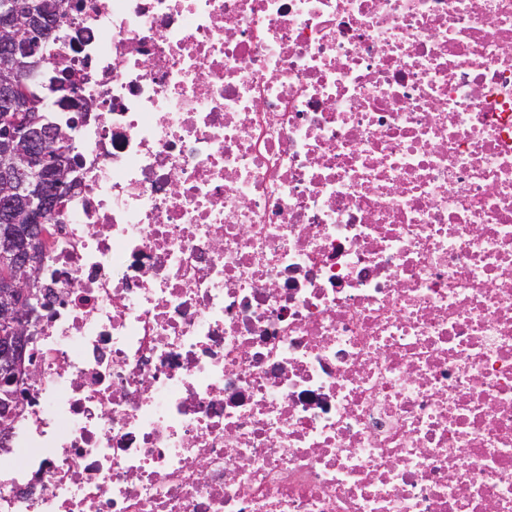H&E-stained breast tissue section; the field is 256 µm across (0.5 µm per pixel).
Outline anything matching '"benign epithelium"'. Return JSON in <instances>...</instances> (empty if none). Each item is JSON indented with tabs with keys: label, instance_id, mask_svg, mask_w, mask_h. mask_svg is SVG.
<instances>
[{
	"label": "benign epithelium",
	"instance_id": "1",
	"mask_svg": "<svg viewBox=\"0 0 512 512\" xmlns=\"http://www.w3.org/2000/svg\"><path fill=\"white\" fill-rule=\"evenodd\" d=\"M78 8L74 0H0V431L9 432L20 407L17 387L32 378L24 351L33 339L38 254L53 215L77 187L67 129L45 123L46 97H30L15 74L37 77L42 41ZM62 107L78 128L92 104L66 84Z\"/></svg>",
	"mask_w": 512,
	"mask_h": 512
}]
</instances>
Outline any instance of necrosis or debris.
Segmentation results:
<instances>
[{
  "instance_id": "obj_1",
  "label": "necrosis or debris",
  "mask_w": 512,
  "mask_h": 512,
  "mask_svg": "<svg viewBox=\"0 0 512 512\" xmlns=\"http://www.w3.org/2000/svg\"><path fill=\"white\" fill-rule=\"evenodd\" d=\"M0 512H512V0H82ZM60 98H64L62 107L65 111L73 112L74 116L70 122L73 129L78 128L86 119L87 112H90L92 104L81 97L80 94L71 93V86L65 84L63 89L58 91Z\"/></svg>"
}]
</instances>
